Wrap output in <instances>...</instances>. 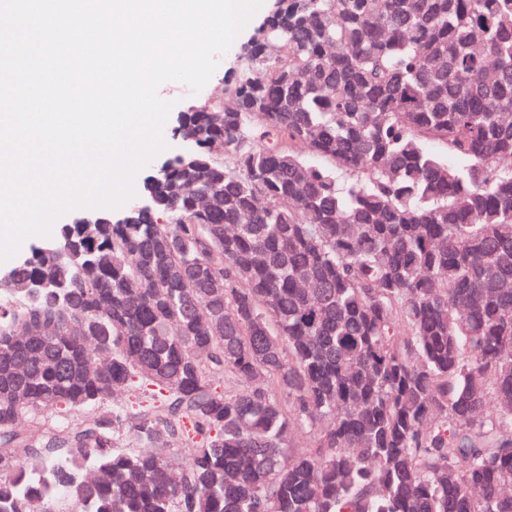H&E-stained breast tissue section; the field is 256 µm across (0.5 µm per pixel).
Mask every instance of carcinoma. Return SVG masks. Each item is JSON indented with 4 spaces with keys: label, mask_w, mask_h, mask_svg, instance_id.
<instances>
[{
    "label": "carcinoma",
    "mask_w": 512,
    "mask_h": 512,
    "mask_svg": "<svg viewBox=\"0 0 512 512\" xmlns=\"http://www.w3.org/2000/svg\"><path fill=\"white\" fill-rule=\"evenodd\" d=\"M178 128L0 277V512H512V0H274ZM130 201L131 200H129L124 206H122L118 209L82 208V209H76L74 211H71V212L63 215L54 223L53 228H52V234L50 237L30 236V237L26 238L22 242L18 253L13 258H11L3 263H0V275H1V273H2V275L4 273H6L21 258L27 256L30 253V250L33 246L51 242L55 238L57 227L59 224H70L79 213L84 212V211H89V212H86V213L82 214V216L77 218L74 222L75 224H83L86 226H91L92 224H101L105 218L104 216H108V218H107L108 221L112 223V215L114 217L121 216L124 213L125 209L128 207V204ZM92 210H102V211H92ZM105 211H110V212H112V214L109 212H105Z\"/></svg>",
    "instance_id": "1"
}]
</instances>
